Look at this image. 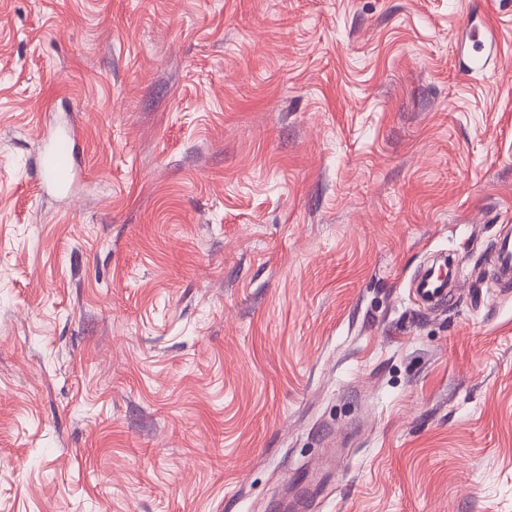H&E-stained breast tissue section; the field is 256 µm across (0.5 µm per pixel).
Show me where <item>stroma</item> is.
<instances>
[{"label":"stroma","instance_id":"obj_1","mask_svg":"<svg viewBox=\"0 0 512 512\" xmlns=\"http://www.w3.org/2000/svg\"><path fill=\"white\" fill-rule=\"evenodd\" d=\"M510 231L512 0H0V512H512ZM75 134L59 135L50 140L49 148L36 167L40 178H47L59 187H66L74 176L76 165ZM498 269L502 276L504 291L511 292L512 288V243L503 241L498 249ZM448 283L437 278H426L415 288V296L428 307H436L448 296Z\"/></svg>","mask_w":512,"mask_h":512}]
</instances>
